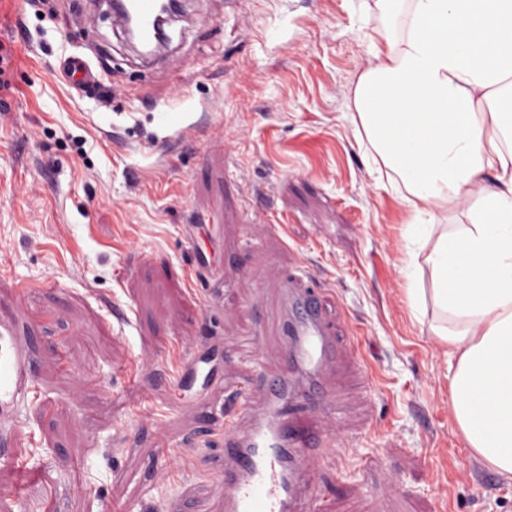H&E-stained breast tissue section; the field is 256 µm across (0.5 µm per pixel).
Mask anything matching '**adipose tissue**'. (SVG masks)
I'll use <instances>...</instances> for the list:
<instances>
[{
  "mask_svg": "<svg viewBox=\"0 0 512 512\" xmlns=\"http://www.w3.org/2000/svg\"><path fill=\"white\" fill-rule=\"evenodd\" d=\"M348 118L401 182L406 296L467 447L512 475V0H373ZM429 266L432 285L422 288Z\"/></svg>",
  "mask_w": 512,
  "mask_h": 512,
  "instance_id": "obj_1",
  "label": "adipose tissue"
}]
</instances>
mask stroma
Listing matches in <instances>:
<instances>
[{"mask_svg": "<svg viewBox=\"0 0 512 512\" xmlns=\"http://www.w3.org/2000/svg\"><path fill=\"white\" fill-rule=\"evenodd\" d=\"M365 5L187 0L149 63L93 0H0V319L33 378L0 420V506L221 512L224 391L179 372L207 345L237 379L243 326L275 366L271 275L297 262L367 367L352 445L320 461L328 512H512V477L454 419L448 347L406 300L407 212L345 115L370 60ZM69 56L107 100L64 80ZM197 120L221 148L181 135ZM216 223L220 243L189 231Z\"/></svg>", "mask_w": 512, "mask_h": 512, "instance_id": "obj_1", "label": "stroma"}]
</instances>
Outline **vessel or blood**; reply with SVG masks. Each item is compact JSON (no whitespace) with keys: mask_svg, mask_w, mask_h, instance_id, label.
Returning <instances> with one entry per match:
<instances>
[{"mask_svg":"<svg viewBox=\"0 0 512 512\" xmlns=\"http://www.w3.org/2000/svg\"><path fill=\"white\" fill-rule=\"evenodd\" d=\"M160 0H115L112 21L135 25V39L154 45ZM62 75L78 87L98 85L100 74L86 61H61ZM281 370L261 386L240 391L228 412L222 469L223 512H245L259 500L260 512H325L312 473L319 448H343L350 417L336 387L359 377L362 367L340 325L327 320L322 295L301 266L279 280ZM29 381L27 349L13 326L0 324V417L8 416Z\"/></svg>","mask_w":512,"mask_h":512,"instance_id":"1","label":"vessel or blood"}]
</instances>
